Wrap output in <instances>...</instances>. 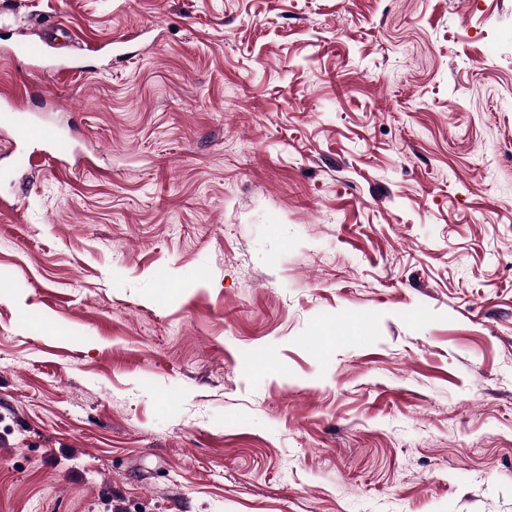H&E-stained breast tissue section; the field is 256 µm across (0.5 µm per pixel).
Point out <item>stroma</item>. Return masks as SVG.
<instances>
[{"mask_svg":"<svg viewBox=\"0 0 512 512\" xmlns=\"http://www.w3.org/2000/svg\"><path fill=\"white\" fill-rule=\"evenodd\" d=\"M20 82L0 512H512V0H0ZM26 89L16 90L11 97L4 100L8 106L0 108V125L7 127L11 130L14 137L18 140H41L52 143V152L58 153L60 151L59 145L54 138V133L51 129L46 127H34L30 125L23 116L22 110L16 103L19 95L23 94Z\"/></svg>","mask_w":512,"mask_h":512,"instance_id":"35a3bbf8","label":"stroma"}]
</instances>
